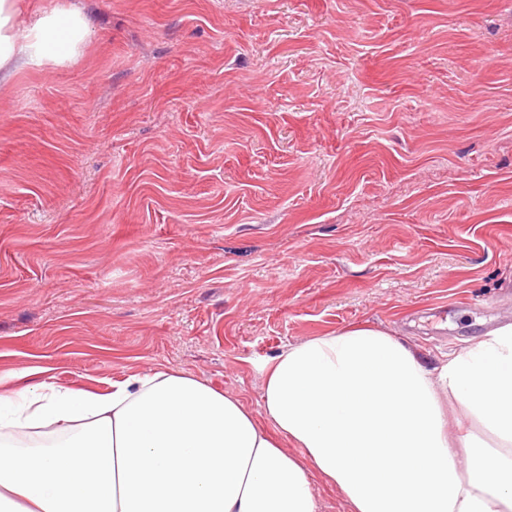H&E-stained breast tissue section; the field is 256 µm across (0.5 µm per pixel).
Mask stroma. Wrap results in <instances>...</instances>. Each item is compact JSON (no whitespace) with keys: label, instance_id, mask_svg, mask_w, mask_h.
<instances>
[{"label":"stroma","instance_id":"stroma-1","mask_svg":"<svg viewBox=\"0 0 512 512\" xmlns=\"http://www.w3.org/2000/svg\"><path fill=\"white\" fill-rule=\"evenodd\" d=\"M0 89V374L256 364L367 321L429 365L512 322V0H72Z\"/></svg>","mask_w":512,"mask_h":512}]
</instances>
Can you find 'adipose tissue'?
<instances>
[{"mask_svg": "<svg viewBox=\"0 0 512 512\" xmlns=\"http://www.w3.org/2000/svg\"><path fill=\"white\" fill-rule=\"evenodd\" d=\"M90 18L0 0V88L79 58ZM261 403L163 367L103 393L0 380V512H512V324L430 369L368 322L261 360ZM462 407L473 431L449 433Z\"/></svg>", "mask_w": 512, "mask_h": 512, "instance_id": "1", "label": "adipose tissue"}]
</instances>
